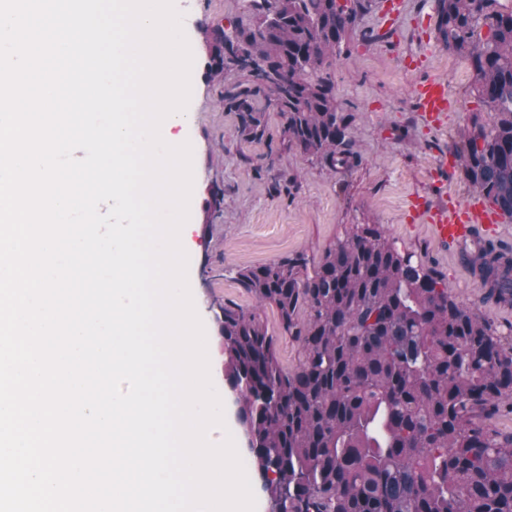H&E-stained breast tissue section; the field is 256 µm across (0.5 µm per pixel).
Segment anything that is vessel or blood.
Wrapping results in <instances>:
<instances>
[{
  "mask_svg": "<svg viewBox=\"0 0 512 512\" xmlns=\"http://www.w3.org/2000/svg\"><path fill=\"white\" fill-rule=\"evenodd\" d=\"M413 96L428 123L444 124L453 108L444 81L435 78L422 81L414 87ZM430 221L431 233L437 241L464 248L476 241L478 231H497L504 218L489 209L483 200L472 198L454 206L435 208Z\"/></svg>",
  "mask_w": 512,
  "mask_h": 512,
  "instance_id": "b4317fda",
  "label": "vessel or blood"
}]
</instances>
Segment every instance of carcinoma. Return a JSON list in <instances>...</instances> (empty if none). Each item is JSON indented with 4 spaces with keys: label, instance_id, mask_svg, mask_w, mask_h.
<instances>
[{
    "label": "carcinoma",
    "instance_id": "cac0c4a2",
    "mask_svg": "<svg viewBox=\"0 0 512 512\" xmlns=\"http://www.w3.org/2000/svg\"><path fill=\"white\" fill-rule=\"evenodd\" d=\"M252 22L204 30L207 73L241 134L283 120L287 149L335 170L358 163L328 70L365 0H248ZM448 51L468 58L471 118L451 149L462 179L512 219V6L437 0ZM482 300L512 306V257L461 251ZM298 345L289 369L260 315L217 306L224 372L236 391L248 466L272 512H512V344L479 308L399 251L379 224H355L310 267L302 253L236 271Z\"/></svg>",
    "mask_w": 512,
    "mask_h": 512
}]
</instances>
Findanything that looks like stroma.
<instances>
[{
    "instance_id": "1",
    "label": "stroma",
    "mask_w": 512,
    "mask_h": 512,
    "mask_svg": "<svg viewBox=\"0 0 512 512\" xmlns=\"http://www.w3.org/2000/svg\"><path fill=\"white\" fill-rule=\"evenodd\" d=\"M435 2L403 0L398 6L370 0L347 51L329 70L338 105L351 117L350 133L362 161L331 171L284 148L278 112H265L267 139L250 141L241 135L236 113L226 111L221 100L223 85L205 75L203 30L216 23H250L248 2L190 0L185 34L194 59L193 121L185 136L193 146L194 221L188 281L206 331L211 380L225 399L226 426L238 446L246 441L224 375L214 304L231 301L259 309L269 332L279 338L283 365L294 367L298 347L282 336L275 309L257 307L235 272L297 252L318 263L351 225H382L402 252L439 271L460 302L478 304L481 314L512 342V308L482 302L478 280L459 251L430 234L435 207L474 195L456 164L441 175L435 173L434 161L478 109L469 61L449 53L437 36ZM430 77L447 82L456 104L446 124L438 127L423 121L413 97L415 84ZM217 189L224 192V206L213 213L208 206Z\"/></svg>"
}]
</instances>
